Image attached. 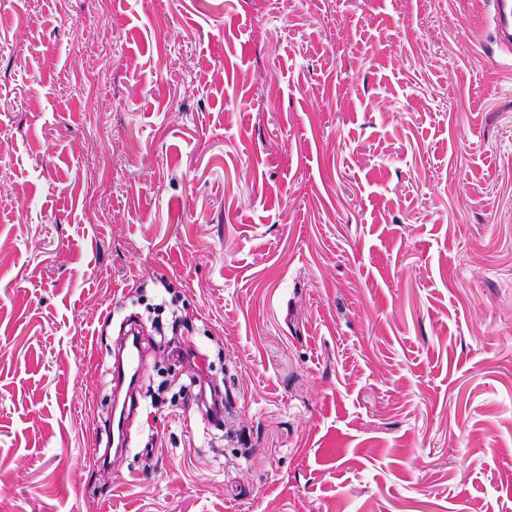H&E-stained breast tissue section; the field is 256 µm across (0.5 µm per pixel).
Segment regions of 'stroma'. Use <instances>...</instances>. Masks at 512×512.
Masks as SVG:
<instances>
[{"label":"stroma","mask_w":512,"mask_h":512,"mask_svg":"<svg viewBox=\"0 0 512 512\" xmlns=\"http://www.w3.org/2000/svg\"><path fill=\"white\" fill-rule=\"evenodd\" d=\"M492 0H0V512H512ZM199 357L107 439L112 349ZM227 393L222 424L179 385ZM151 318L153 335L157 336L160 343H165L174 335L175 330L179 326V320L173 312L165 313L164 310H158L154 316L149 315ZM171 335V337H169Z\"/></svg>","instance_id":"stroma-1"}]
</instances>
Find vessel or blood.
<instances>
[{"mask_svg": "<svg viewBox=\"0 0 512 512\" xmlns=\"http://www.w3.org/2000/svg\"><path fill=\"white\" fill-rule=\"evenodd\" d=\"M494 31L498 44L512 46V0H494ZM111 372L113 379L112 433L124 434L125 423L134 410L136 390L142 360L140 341L127 342L123 350L115 352Z\"/></svg>", "mask_w": 512, "mask_h": 512, "instance_id": "obj_1", "label": "vessel or blood"}]
</instances>
